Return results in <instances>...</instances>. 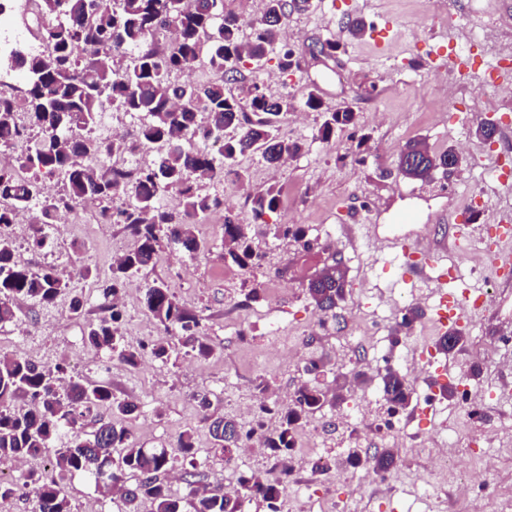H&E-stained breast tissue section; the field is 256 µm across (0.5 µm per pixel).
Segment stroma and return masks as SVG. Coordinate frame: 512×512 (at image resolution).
<instances>
[{
  "instance_id": "obj_1",
  "label": "stroma",
  "mask_w": 512,
  "mask_h": 512,
  "mask_svg": "<svg viewBox=\"0 0 512 512\" xmlns=\"http://www.w3.org/2000/svg\"><path fill=\"white\" fill-rule=\"evenodd\" d=\"M304 13L289 15L284 31L286 41L297 56L299 68L281 74L275 62H268L258 77L269 94L286 95L295 101L281 132L306 141L307 149L296 158L272 167L253 153L238 157L236 167L246 176L243 186L231 194L225 184H205L206 192H223V208L210 212L194 228L202 249L189 256L162 251L153 267L130 275L122 290V332L135 344L158 336L160 327L143 306L146 285L155 280L168 283L185 309L204 318V332L214 353L205 360L180 356L176 363L162 364L143 355L131 367L113 358L110 352L95 351L83 342L90 323L104 313L98 287L93 280L73 277L70 292L55 306L43 309L22 302L21 319L0 328V353L17 354L38 363L65 360L70 374L90 384L109 388L114 398L137 402L136 418L128 427L138 443L146 448H168L184 429H193L198 450V470L205 482L224 486L242 475L270 465L269 452L260 448L248 457L227 463L224 451L215 447L208 427L197 412L193 397L209 393L221 414L243 420V410L254 403L256 386L263 383L272 397H286L305 383L319 385L332 393L342 390L339 405H325L322 418L353 409L356 393L378 399V378L360 384L358 390L346 386L355 370L354 354L337 359L344 337L353 335L354 326L364 318L386 317L395 323L402 299L420 294L419 284L397 277L399 258L375 255L363 237H342L343 225L386 224L389 213L402 207L403 197L414 194L428 224L417 227L418 237L434 249H446L450 260L460 263L463 277L458 288L486 286L484 260L487 246L473 240L460 243L448 238L455 225L490 223L497 211L512 212V196L487 199L484 190L491 166L497 160L512 162V94L497 102L495 111L477 106L485 85L478 75L450 80L448 72L432 63L428 54L437 37L446 31L457 33L495 27L498 42H512V24H505L512 0H314ZM363 19L365 34L349 38L344 23ZM329 38L339 48L332 59L319 61L310 53L312 45ZM318 90L325 108H352L358 116V129L369 134L366 145H358L349 132H342L328 143L317 139L322 122L320 112L310 110L305 101L309 91ZM492 121L495 133L484 138L478 126ZM424 139L434 152L455 147L465 164L431 181H412L396 171L400 147L408 140ZM274 187L280 195L278 210L268 216L269 225L302 226L319 247L314 258H307L293 241L259 238L267 257L262 267L239 270L234 281L224 279V213L238 214L241 223L251 221L249 192ZM18 261L31 268L47 263L70 262L75 248L84 247L87 263L101 275L112 270L114 240L126 238L123 225L99 223L95 212L79 209L62 214L55 226L56 248L45 253L33 250L28 242V226L13 224ZM341 259L346 271L347 295L335 316L322 317L310 300L308 278L323 265ZM260 296L245 302L250 288ZM482 312L469 314L462 328L464 350L443 354L436 351L439 327L433 305H426L425 316L410 336L391 344L382 336L380 350H394L396 367L406 373L414 393L409 408L401 412L407 447H398L395 438H378L377 447L392 449L398 466L389 492L358 488L336 479L335 475H312L307 484L289 486L288 497L300 512H323L326 501L347 500L352 512H429L441 505L443 512H471L467 499L460 497L453 483L428 479L425 458L411 457L408 447L420 442L435 429L447 426L467 434L473 422L466 418L458 398L441 393L442 387L459 391L470 388L480 393L481 406H489L484 396L489 383H512V280H499ZM84 301L81 314L70 310L71 295ZM249 317L253 329L248 339L237 334V317ZM324 318V326L310 323ZM294 330L311 328L312 339L305 356L324 358L317 376L304 373L302 363L288 360L292 344L283 341L271 350L267 343L268 322ZM432 351L438 364H451L439 386L429 384V373H410L416 347ZM477 354L481 374L472 377L465 363ZM493 458L495 474L480 489L488 505L512 496V446L484 447Z\"/></svg>"
}]
</instances>
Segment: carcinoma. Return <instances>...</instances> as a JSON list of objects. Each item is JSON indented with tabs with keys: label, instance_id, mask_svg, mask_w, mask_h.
<instances>
[{
	"label": "carcinoma",
	"instance_id": "carcinoma-1",
	"mask_svg": "<svg viewBox=\"0 0 512 512\" xmlns=\"http://www.w3.org/2000/svg\"><path fill=\"white\" fill-rule=\"evenodd\" d=\"M38 3L29 23L44 50L18 48L0 60L1 76L15 73L22 79V86L12 85L10 92L0 94V149H13L31 132L40 133L15 157L14 165L0 167V198L10 201L9 206L0 207V326L19 320L18 300L47 308L69 289V281L57 268L33 270L19 263L6 229L16 223L20 212L37 207L29 240L33 247L44 249L50 243V227L61 213L97 200L102 203L100 221L125 225L135 246L121 255L104 279L83 257L73 261L76 274L101 280L100 294L106 303V314L88 326L87 344L131 367L143 351L163 363L190 352L207 359L213 348L201 331V319L182 308L163 281L147 284L143 298L161 333L136 347L125 343L121 290L128 274L155 264L162 242L190 256L200 250L194 224L224 205L223 197L201 192L203 181L229 174L242 184L244 178L235 169L238 156L259 152L267 164L276 166L305 149V142L279 133L282 119L295 109L293 99L273 97L259 79H246L241 63L261 71L274 54L280 73L291 72L296 63L288 45L282 43L283 26L288 12L308 11L314 7L313 0H265L262 17L249 22L217 11V0H112L110 6L104 0ZM246 24L252 34L244 40L240 33ZM162 32L172 34L165 49L158 47ZM210 34L209 63L216 78L205 84L172 80V75L192 67ZM230 83L237 84V92L227 90ZM107 103L142 117L134 133L112 141L78 133L98 123ZM355 129L353 110L325 112L317 139L328 142L338 131ZM160 142L166 148L156 152L148 166L110 163L113 156L135 157ZM213 145L218 146L215 153ZM454 152L450 147L433 153L424 141L409 140L398 153L396 167L405 178L430 180L448 173V157ZM44 175L62 178L63 193L44 195V183L39 181ZM170 193L181 199V210L170 211L163 204ZM116 199L124 200V205L114 212ZM248 200L254 224L265 223L264 216L280 205L273 188L253 191ZM247 228L237 215L224 216V260L242 269L260 264L265 257ZM273 235L290 237L305 251L312 249L299 225L277 226ZM345 276L342 266L333 263L309 280L307 294L318 310L332 311L345 299ZM455 336L452 342L446 334L438 337L437 350L462 349L463 333ZM66 372L63 360L39 364L17 354H0V461L54 455L49 475L31 470L20 481L0 480L1 504L22 489L32 502V512H72L65 482L81 477L97 488L116 490L124 512H140L146 502L151 512H243L245 499L253 496L266 502L268 512H278L285 486L275 477L257 483L242 476L239 493L231 496L186 471V495L173 494L163 479L173 469L168 449L140 447L125 425L138 411L137 403L113 398L104 386L67 379ZM379 378L389 411L405 409L413 394L405 376L390 366ZM18 400L24 406L16 407ZM195 402L216 445L232 453L247 434L243 425L212 410L206 393L196 395ZM325 403L326 395L318 386L304 384L294 394V407L281 409L278 430L260 441L276 458V466H287L296 428ZM103 408L111 410L110 417L100 414ZM89 418L95 428L85 434L83 426ZM173 447L196 467L192 429L179 433ZM368 462L386 471L394 456L390 449L379 448Z\"/></svg>",
	"mask_w": 512,
	"mask_h": 512
}]
</instances>
